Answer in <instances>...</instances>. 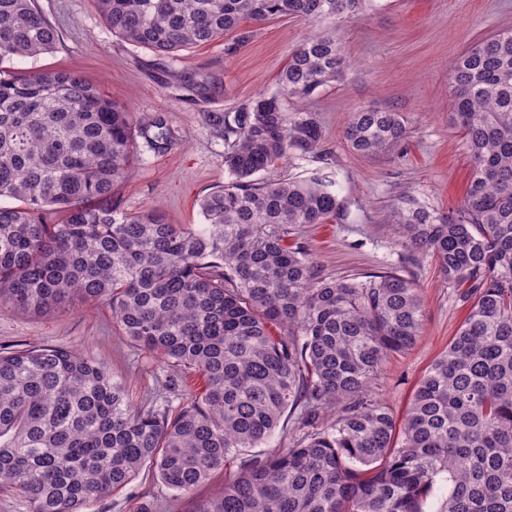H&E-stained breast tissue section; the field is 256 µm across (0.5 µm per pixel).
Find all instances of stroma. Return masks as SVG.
Listing matches in <instances>:
<instances>
[{
  "label": "stroma",
  "instance_id": "35a3bbf8",
  "mask_svg": "<svg viewBox=\"0 0 512 512\" xmlns=\"http://www.w3.org/2000/svg\"><path fill=\"white\" fill-rule=\"evenodd\" d=\"M57 30L52 52L14 59L17 71L72 70L142 118L165 113L173 138L157 154L139 147L136 173L114 193L125 210L158 208L170 224H199L198 201L224 184V141L207 123L211 112H232L246 101L277 92L288 58L310 34L301 19L244 21L252 34L234 54L217 40L162 58L113 35L93 0H35ZM349 61L343 77L304 104L323 130L319 155L279 159L259 180L301 178L322 171L343 187L344 215L307 224L289 238L312 257L326 280L364 279L392 269L417 284L423 301L422 334L408 351L391 356L375 391L402 416L422 377L448 347L469 306L448 285L433 258L407 251L394 220L405 201L435 213L457 209L470 175L462 133L448 123L450 62L473 43L512 30V0H364L358 14L338 23ZM197 72L216 86L189 101L177 87L182 72ZM374 107L401 113L408 139L378 156L352 151L343 138L350 113ZM64 346L106 365L131 405L151 404L168 369L134 345L107 305L74 300L41 314L0 312V348ZM158 512H190L175 496L142 474L107 498L98 512H137L143 496Z\"/></svg>",
  "mask_w": 512,
  "mask_h": 512
}]
</instances>
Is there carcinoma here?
Masks as SVG:
<instances>
[{"label": "carcinoma", "instance_id": "carcinoma-1", "mask_svg": "<svg viewBox=\"0 0 512 512\" xmlns=\"http://www.w3.org/2000/svg\"><path fill=\"white\" fill-rule=\"evenodd\" d=\"M360 0H95L112 33L167 57L245 20L292 16L317 29L291 53L279 90L212 113L229 181L199 199L204 223L130 213L114 186L134 170L136 138L161 153L166 119L140 121L68 70L12 74L58 34L34 0H0V310L105 303L128 338L205 387L172 410L134 408L96 360L62 346L0 349V488L29 512H87L143 472L190 497L192 512H512V30L453 59L449 123L471 175L448 214L397 208L403 245L431 256L470 310L420 380L405 418L372 395L386 359L422 331V303L399 270L326 280L288 244L295 228L342 213L341 188L315 172L256 175L317 154L322 128L291 113L345 72L336 21ZM189 93L210 85L181 76ZM397 112L352 113L344 138L378 155L407 138ZM299 411L288 447L249 454Z\"/></svg>", "mask_w": 512, "mask_h": 512}]
</instances>
